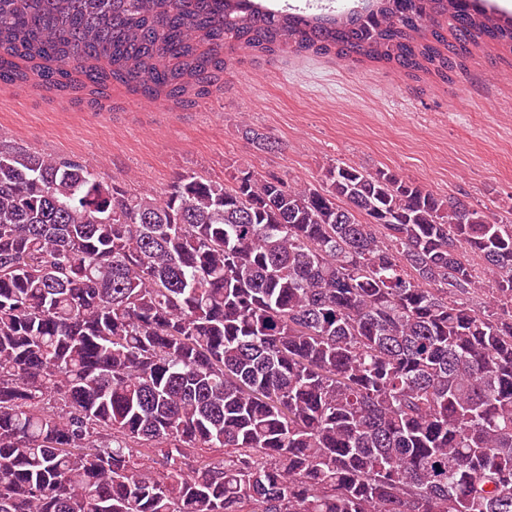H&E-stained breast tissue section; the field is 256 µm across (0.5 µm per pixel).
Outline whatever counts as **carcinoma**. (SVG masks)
I'll list each match as a JSON object with an SVG mask.
<instances>
[{"mask_svg": "<svg viewBox=\"0 0 512 512\" xmlns=\"http://www.w3.org/2000/svg\"><path fill=\"white\" fill-rule=\"evenodd\" d=\"M364 2L0 0V83L187 102L226 42L446 81L512 51L490 0ZM0 512H512V224L346 163L157 196L0 145ZM307 1H319L322 7L307 8ZM357 0H267L265 3L275 10L281 9H301L306 11H318L321 9L332 10V13L348 11L356 6Z\"/></svg>", "mask_w": 512, "mask_h": 512, "instance_id": "1", "label": "carcinoma"}]
</instances>
